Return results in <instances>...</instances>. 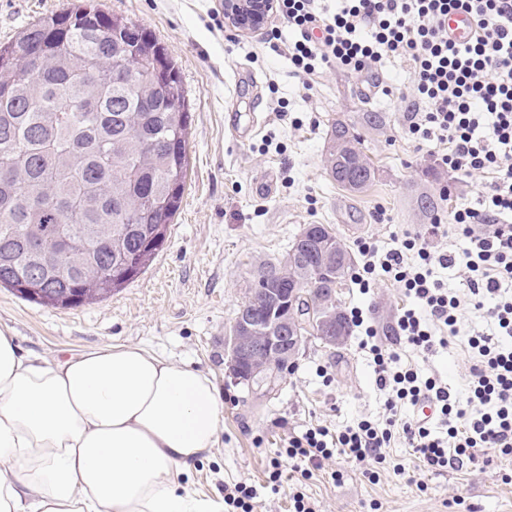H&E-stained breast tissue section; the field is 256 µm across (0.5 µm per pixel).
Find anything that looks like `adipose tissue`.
Instances as JSON below:
<instances>
[{
	"label": "adipose tissue",
	"mask_w": 512,
	"mask_h": 512,
	"mask_svg": "<svg viewBox=\"0 0 512 512\" xmlns=\"http://www.w3.org/2000/svg\"><path fill=\"white\" fill-rule=\"evenodd\" d=\"M223 413L207 374L142 347L51 362L0 330V512H210L185 479Z\"/></svg>",
	"instance_id": "obj_1"
}]
</instances>
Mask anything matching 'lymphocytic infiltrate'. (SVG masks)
<instances>
[{
    "instance_id": "obj_1",
    "label": "lymphocytic infiltrate",
    "mask_w": 512,
    "mask_h": 512,
    "mask_svg": "<svg viewBox=\"0 0 512 512\" xmlns=\"http://www.w3.org/2000/svg\"><path fill=\"white\" fill-rule=\"evenodd\" d=\"M463 11L475 22L465 44L448 36V16ZM274 23L267 32L271 50L287 55L304 89H311L319 71L335 66L351 73L375 72L381 61L411 62L416 100L425 111L413 112L406 134L417 149L436 145L441 161L465 180L483 174L476 205L455 207L452 233L458 250H432L428 236L442 229L434 217L427 235L404 233L395 247L379 250L362 241L363 258L353 279L370 290L373 275L398 283L414 302L397 317V340L384 347L363 313L350 320L361 329L377 384L387 395L385 422L362 420L333 430L323 425L289 434L269 461L267 483H291L293 512H318L304 492L315 472L334 456L360 463L383 464L394 438L412 451L413 469L398 463L395 475L416 482L418 475L447 471L454 463L475 461L478 453L496 449L512 453V0H336L326 13L318 0H275ZM295 32L282 39L283 29ZM463 273L470 304L494 326L493 336L463 337L474 353L470 389L461 399L419 367L402 362L403 347L428 356L461 337V300L434 275L435 268ZM433 403L445 429L437 435L403 417V404Z\"/></svg>"
}]
</instances>
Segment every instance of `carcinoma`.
I'll list each match as a JSON object with an SVG mask.
<instances>
[{
	"label": "carcinoma",
	"instance_id": "1",
	"mask_svg": "<svg viewBox=\"0 0 512 512\" xmlns=\"http://www.w3.org/2000/svg\"><path fill=\"white\" fill-rule=\"evenodd\" d=\"M1 78L0 285L51 307L104 298L149 267L179 208L191 121L179 72L146 28L87 0L1 44ZM327 170L350 192L375 177L345 121L331 125ZM313 235L328 262L298 236L249 287L303 288V312L335 305L353 258L328 225ZM65 237L70 248L42 263Z\"/></svg>",
	"mask_w": 512,
	"mask_h": 512
}]
</instances>
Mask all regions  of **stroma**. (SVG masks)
Listing matches in <instances>:
<instances>
[{
    "instance_id": "stroma-1",
    "label": "stroma",
    "mask_w": 512,
    "mask_h": 512,
    "mask_svg": "<svg viewBox=\"0 0 512 512\" xmlns=\"http://www.w3.org/2000/svg\"><path fill=\"white\" fill-rule=\"evenodd\" d=\"M79 0H0V42L12 40L44 14ZM108 13L149 29L166 48L191 114L189 166L182 202L167 242L146 271L102 300L74 308L27 301L0 287V330L11 332L23 354L50 360L104 344H138L209 375L224 402V419L212 455L194 465L191 496L224 505V487L253 485L258 512H291L288 488L266 486L269 460L283 429L330 427L387 416L373 366L358 330L342 344L309 338L294 368L274 391L237 384L227 372L224 338L245 300L258 263L282 257L307 224L333 227L348 251L370 239L392 246L394 236L425 233L434 215L451 216L456 204L476 203L483 181L455 180L436 156L416 150L404 129L413 75L399 59L384 61L379 78L390 86L369 90L365 74L323 69L312 90H302L288 58L272 52L264 31L241 34L224 23V0H97ZM382 112L384 126H361L365 112ZM357 124L376 171L353 193L331 179L325 157L331 124ZM273 178L272 195L257 194ZM448 197H441V188ZM429 196L433 213L417 207ZM343 311L360 309L382 344L409 305L398 285L376 280L362 291L353 280L339 290ZM471 359L459 340L421 361L429 375L465 392ZM369 463L335 457L306 483L320 512H512V455L464 463L425 477L423 487ZM342 478L332 481L330 471Z\"/></svg>"
}]
</instances>
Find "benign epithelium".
<instances>
[{"mask_svg": "<svg viewBox=\"0 0 512 512\" xmlns=\"http://www.w3.org/2000/svg\"><path fill=\"white\" fill-rule=\"evenodd\" d=\"M274 0H224V21L241 33L261 29L272 14ZM271 312L257 315L251 299L240 307L229 336L224 339V351L234 377L252 386L266 380L277 367L295 363L304 337L299 333V320L295 314L302 292L288 289V297L281 290L267 291ZM319 335L331 344L343 337L336 335V317L325 316L316 323Z\"/></svg>", "mask_w": 512, "mask_h": 512, "instance_id": "1", "label": "benign epithelium"}]
</instances>
